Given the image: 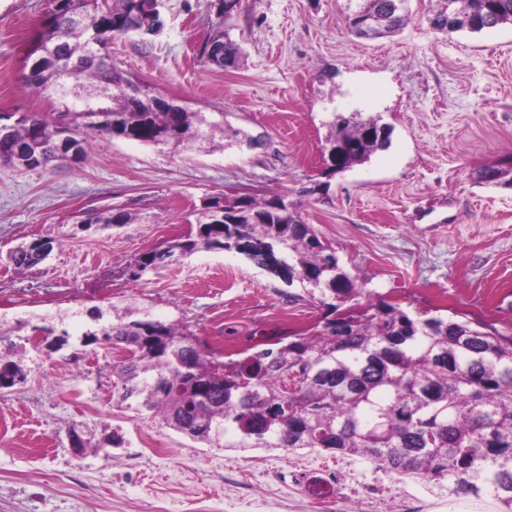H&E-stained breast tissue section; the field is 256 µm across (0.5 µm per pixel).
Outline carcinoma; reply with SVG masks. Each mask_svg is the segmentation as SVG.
Returning <instances> with one entry per match:
<instances>
[{
	"mask_svg": "<svg viewBox=\"0 0 512 512\" xmlns=\"http://www.w3.org/2000/svg\"><path fill=\"white\" fill-rule=\"evenodd\" d=\"M40 23L23 79L61 105L51 122L22 112L0 123V165L50 170L58 155L87 157L91 135L154 146L188 147L224 134V122L139 86L112 65V41L160 23L159 0H54ZM359 0L348 17L357 32L366 18L380 36L410 20V0ZM439 33H478L512 24V0H438L428 17ZM221 47L206 62L225 67L241 48L217 30ZM373 119L334 118L327 138L328 172L361 164L388 147ZM480 178L512 185V168L493 166ZM278 198L239 202L213 197L197 213L196 230L144 252L127 267L132 280L200 249L243 256L298 288L324 316L307 336H281L273 347L223 361L183 323L149 318L147 309L112 306V320L88 333V343L132 351L112 362L120 384L116 402L136 403L190 439L220 448H321L359 455L404 478L448 483L450 495L493 497L512 512V336L471 319L414 314L380 299L363 305L365 289L340 264L336 248L305 223L301 205ZM129 214L105 210L82 225L127 224ZM50 243L18 248L12 261L28 269L45 259ZM34 347L54 351L68 334L41 325ZM21 361L0 357V388L26 380Z\"/></svg>",
	"mask_w": 512,
	"mask_h": 512,
	"instance_id": "1",
	"label": "carcinoma"
}]
</instances>
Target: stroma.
Listing matches in <instances>:
<instances>
[{
    "instance_id": "1",
    "label": "stroma",
    "mask_w": 512,
    "mask_h": 512,
    "mask_svg": "<svg viewBox=\"0 0 512 512\" xmlns=\"http://www.w3.org/2000/svg\"><path fill=\"white\" fill-rule=\"evenodd\" d=\"M437 0H411L395 35L355 36L357 0H161L163 26L112 45V61L162 97L223 121L224 145L156 148L96 137L86 162L48 171L0 166V321L67 331L63 349L0 348L23 357L24 383L0 389V512H500L490 496L399 478L357 455L319 448L211 447L152 414L117 406L116 354L84 344L89 312L134 304L189 324L206 346L238 358L259 336L306 333L318 304L296 301L240 255L201 250L130 281L123 268L190 230L220 194L302 200V216L335 246L345 270L410 312L464 314L512 333V187L480 179L512 164V25L451 35L427 18ZM53 0H0V113L53 108L21 81L37 23ZM241 47L237 64L205 63L213 28ZM360 113L391 130L363 164L326 176L333 114ZM324 191L299 198L302 187ZM116 208L128 224L83 228ZM51 242L38 265L16 247ZM320 472L333 496L311 497Z\"/></svg>"
}]
</instances>
